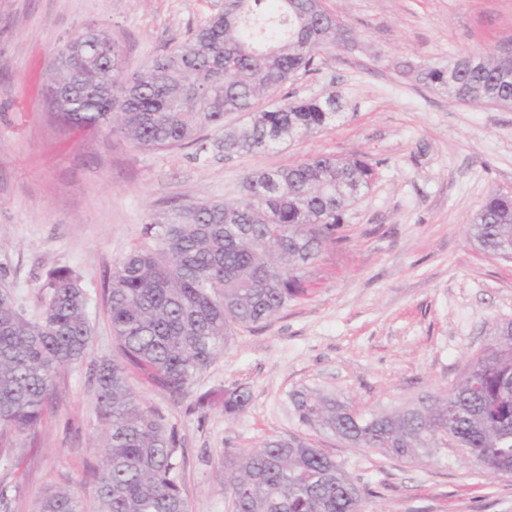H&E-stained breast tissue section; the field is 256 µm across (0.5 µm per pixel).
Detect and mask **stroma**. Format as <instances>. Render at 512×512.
I'll return each instance as SVG.
<instances>
[{
    "mask_svg": "<svg viewBox=\"0 0 512 512\" xmlns=\"http://www.w3.org/2000/svg\"><path fill=\"white\" fill-rule=\"evenodd\" d=\"M224 0H0V288L37 315L49 270L69 267L92 298L88 354L57 379L40 426L0 433L13 449L0 486L9 512H34L69 487L95 508L102 426L89 364H124L137 400L178 440L177 477L190 512H229L225 449L297 435L341 461L368 489L362 512H512V475L448 454L402 462L302 426L296 390L351 402L361 413L417 402L455 384L512 321V257L484 253L467 231L490 191L512 194V110L463 104L400 71L445 64L512 38V0H324L350 26L353 49L322 54L285 93L341 94L336 124L265 152L207 161L188 148L145 149L104 131L64 126L42 98L59 50L94 26L118 40L129 68L183 41ZM317 154L373 164L370 190L306 270L308 292L230 346L173 394L125 364L104 311V288L130 251L153 247L147 226L172 207L239 197L245 178ZM242 386L247 407L225 415Z\"/></svg>",
    "mask_w": 512,
    "mask_h": 512,
    "instance_id": "1",
    "label": "stroma"
}]
</instances>
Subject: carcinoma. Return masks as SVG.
<instances>
[{"label": "carcinoma", "instance_id": "1", "mask_svg": "<svg viewBox=\"0 0 512 512\" xmlns=\"http://www.w3.org/2000/svg\"><path fill=\"white\" fill-rule=\"evenodd\" d=\"M73 36L58 53L45 100L77 129L119 133L148 149L191 147L195 158L274 148L336 122L342 99L274 97L320 53L355 37L322 0H224L222 9L169 53L125 74L123 47L93 29L102 54L80 53ZM426 88L462 103L508 108L512 56L492 49L450 65H408ZM229 112L251 122L210 140ZM375 179L362 158L314 155L246 177L231 202L179 206L150 222L155 248L134 250L109 277L105 312L125 359L173 393L212 363L238 327L259 326L305 294V269L336 239L346 211ZM480 249L512 255V195L493 191L471 225ZM39 316L0 291V431L29 433L56 399L59 374L91 341V298L75 271H50ZM105 427L96 470L97 512H189L176 476L177 440L142 407L123 366L104 361L90 374ZM250 392L224 391V413L242 411ZM298 421L358 448L404 462L451 450L490 472H512V322L467 366L461 381L417 404L363 415L310 390L289 395ZM232 512H360L367 493L336 459L299 436L224 452ZM36 512H84L69 489L47 492Z\"/></svg>", "mask_w": 512, "mask_h": 512}]
</instances>
